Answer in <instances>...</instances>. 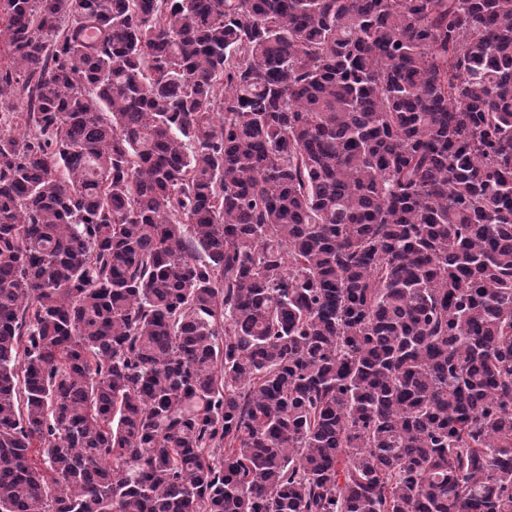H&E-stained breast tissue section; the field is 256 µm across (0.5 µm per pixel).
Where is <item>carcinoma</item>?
<instances>
[{"label": "carcinoma", "mask_w": 512, "mask_h": 512, "mask_svg": "<svg viewBox=\"0 0 512 512\" xmlns=\"http://www.w3.org/2000/svg\"><path fill=\"white\" fill-rule=\"evenodd\" d=\"M0 36V512H512V0Z\"/></svg>", "instance_id": "cac0c4a2"}]
</instances>
